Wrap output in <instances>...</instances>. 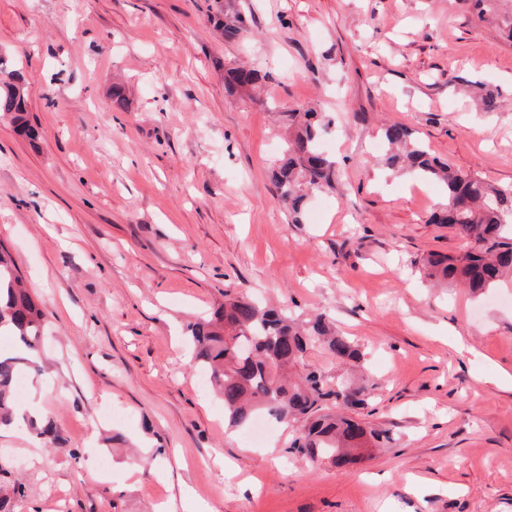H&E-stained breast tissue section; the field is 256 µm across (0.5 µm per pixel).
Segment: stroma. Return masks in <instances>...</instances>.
<instances>
[{"instance_id": "obj_1", "label": "stroma", "mask_w": 512, "mask_h": 512, "mask_svg": "<svg viewBox=\"0 0 512 512\" xmlns=\"http://www.w3.org/2000/svg\"><path fill=\"white\" fill-rule=\"evenodd\" d=\"M219 2L0 0L37 130L0 116V245L46 313L27 390L64 440L0 431L14 512H512V284L431 286L424 257L469 244L429 221L439 183L374 150L401 122L512 186V42L466 0H231L248 28L228 41ZM231 65L266 79L228 93ZM308 108L335 118L336 175L293 225L271 181L277 115ZM241 294L332 316L377 383L362 416L391 442L336 465L289 453L282 424L255 442L230 428L185 327Z\"/></svg>"}]
</instances>
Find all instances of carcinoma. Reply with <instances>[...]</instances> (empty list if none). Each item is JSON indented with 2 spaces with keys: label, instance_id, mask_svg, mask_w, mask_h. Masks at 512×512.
<instances>
[{
  "label": "carcinoma",
  "instance_id": "1",
  "mask_svg": "<svg viewBox=\"0 0 512 512\" xmlns=\"http://www.w3.org/2000/svg\"><path fill=\"white\" fill-rule=\"evenodd\" d=\"M500 0H474L482 15H496L503 33L512 40V12L498 13ZM224 37H237L245 26L242 17L221 11ZM263 76L244 67L226 69L228 87L245 90ZM23 75L0 58V112L9 116L18 132L33 133ZM292 130L287 156L272 172L280 204L288 223H304L306 193L331 184L335 161L325 155L321 142L332 120L308 109L281 113ZM388 152L386 167L408 171L443 185L446 203L430 219L446 224L468 240L462 256L430 253L426 276L434 283L461 285L482 294L504 279L512 278V186L496 188L482 178L453 168L432 154L407 125L394 122L383 129ZM45 312L23 288L21 276L6 248L0 249V328L11 325L18 342L14 355H0V426L25 424L44 446L57 448L62 437L52 418L39 427L19 414L16 382L37 367ZM192 344L190 368L203 373L218 390L232 426L246 427L263 413L279 423L296 425L290 452L312 462L339 463L354 450L379 448L389 442L388 433L364 427L353 414L368 406L376 383L363 369L364 353L348 336L336 332L324 315L299 322L282 310L262 308L241 295L224 304L210 318L186 326ZM318 347L336 364L360 369L354 381L330 377L304 362L307 352ZM23 486L0 485V512H10L11 499L22 496Z\"/></svg>",
  "mask_w": 512,
  "mask_h": 512
}]
</instances>
